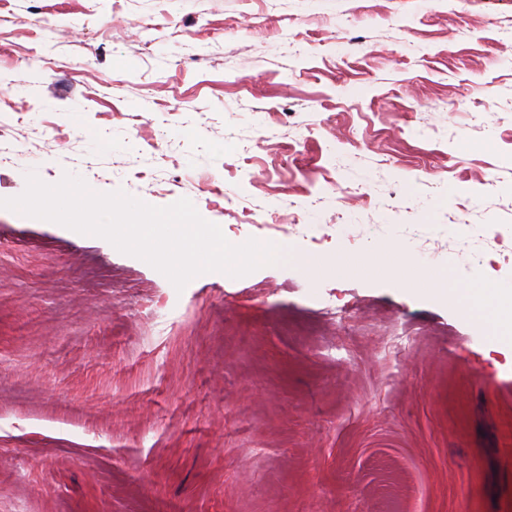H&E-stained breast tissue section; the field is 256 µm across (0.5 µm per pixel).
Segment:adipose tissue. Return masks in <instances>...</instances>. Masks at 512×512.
<instances>
[{
	"label": "adipose tissue",
	"instance_id": "adipose-tissue-1",
	"mask_svg": "<svg viewBox=\"0 0 512 512\" xmlns=\"http://www.w3.org/2000/svg\"><path fill=\"white\" fill-rule=\"evenodd\" d=\"M445 293L455 300L463 315L493 329L499 342L512 345V318L494 309L496 288L492 279L483 275L465 285L451 279Z\"/></svg>",
	"mask_w": 512,
	"mask_h": 512
}]
</instances>
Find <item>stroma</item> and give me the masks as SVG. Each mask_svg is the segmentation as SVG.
I'll return each instance as SVG.
<instances>
[{
	"label": "stroma",
	"mask_w": 512,
	"mask_h": 512,
	"mask_svg": "<svg viewBox=\"0 0 512 512\" xmlns=\"http://www.w3.org/2000/svg\"><path fill=\"white\" fill-rule=\"evenodd\" d=\"M28 172L295 259L183 290L0 208V512H512V0H0ZM452 264H448V288H436L441 293L452 297L460 312L479 325L493 329L495 338L506 345H512V315L511 319L503 311L498 312L493 307V297L497 291L492 279L485 275L477 277L468 284L457 282L452 274Z\"/></svg>",
	"instance_id": "stroma-1"
}]
</instances>
